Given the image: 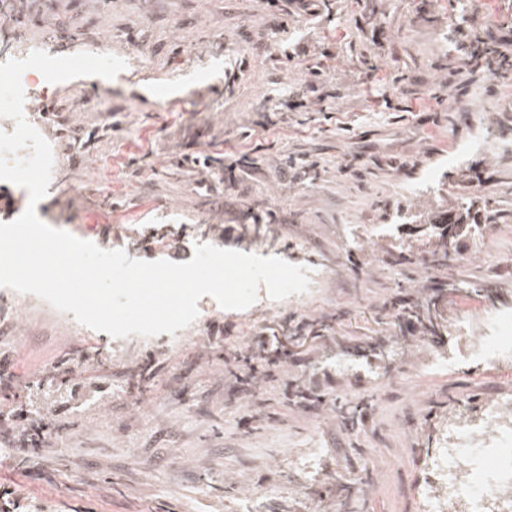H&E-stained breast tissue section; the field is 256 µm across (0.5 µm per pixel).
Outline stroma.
<instances>
[{
  "label": "stroma",
  "mask_w": 512,
  "mask_h": 512,
  "mask_svg": "<svg viewBox=\"0 0 512 512\" xmlns=\"http://www.w3.org/2000/svg\"><path fill=\"white\" fill-rule=\"evenodd\" d=\"M288 12L278 32L271 0H18L28 38L127 62L49 96L60 166L38 214L140 260L277 256L310 289L243 310L206 296L175 334L115 339L0 287V411L50 426L32 455L0 433V512H426L449 425L512 395V360L462 356L460 326L489 285L512 310V80L449 39L455 21L499 38L512 0ZM464 205L479 235L428 266L429 221ZM435 279L440 331L408 335L388 304L403 287L424 304ZM257 338L297 365L246 392L224 357ZM308 387L325 403L298 402Z\"/></svg>",
  "instance_id": "obj_1"
}]
</instances>
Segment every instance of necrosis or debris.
<instances>
[{
    "label": "necrosis or debris",
    "mask_w": 512,
    "mask_h": 512,
    "mask_svg": "<svg viewBox=\"0 0 512 512\" xmlns=\"http://www.w3.org/2000/svg\"><path fill=\"white\" fill-rule=\"evenodd\" d=\"M464 329L468 355L512 357L511 311ZM430 466L428 512H512V398L499 399L479 422L457 424Z\"/></svg>",
    "instance_id": "obj_1"
}]
</instances>
